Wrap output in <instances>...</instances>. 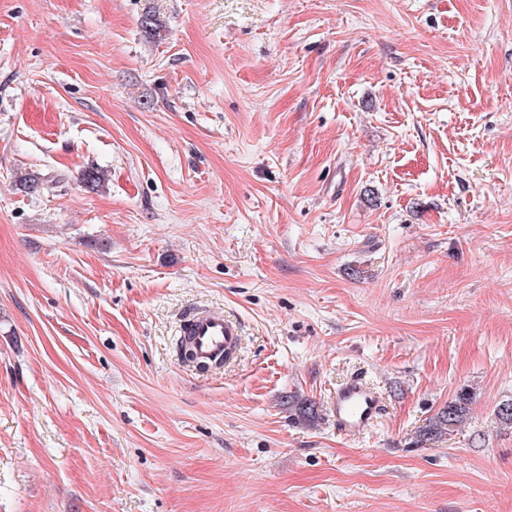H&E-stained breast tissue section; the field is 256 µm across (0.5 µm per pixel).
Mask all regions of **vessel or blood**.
<instances>
[{"label":"vessel or blood","mask_w":512,"mask_h":512,"mask_svg":"<svg viewBox=\"0 0 512 512\" xmlns=\"http://www.w3.org/2000/svg\"><path fill=\"white\" fill-rule=\"evenodd\" d=\"M197 363L231 358L241 343L239 326L222 311L208 308L190 313L183 325ZM332 416L339 432L361 435L381 418L384 402L364 376H351L330 396Z\"/></svg>","instance_id":"obj_1"}]
</instances>
